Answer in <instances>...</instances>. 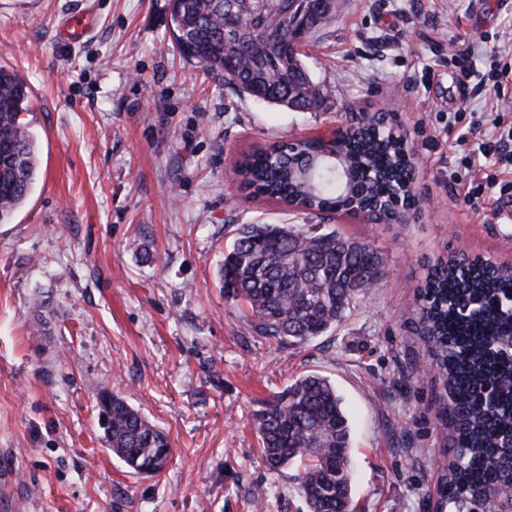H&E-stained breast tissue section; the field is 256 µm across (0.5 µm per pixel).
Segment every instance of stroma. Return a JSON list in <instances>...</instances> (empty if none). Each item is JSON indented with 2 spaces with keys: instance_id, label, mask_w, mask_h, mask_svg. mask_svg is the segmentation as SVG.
I'll list each match as a JSON object with an SVG mask.
<instances>
[{
  "instance_id": "obj_1",
  "label": "stroma",
  "mask_w": 512,
  "mask_h": 512,
  "mask_svg": "<svg viewBox=\"0 0 512 512\" xmlns=\"http://www.w3.org/2000/svg\"><path fill=\"white\" fill-rule=\"evenodd\" d=\"M169 0H0V66L31 88L40 168L0 224V502L10 512H307L300 465L269 468L255 416L293 380L335 384L351 425L356 512H433L448 458L443 391L417 326L426 268L453 251L512 263V203L466 205L481 134L452 55L512 37V0H335L302 48L323 94L297 112L225 88L170 43ZM383 116L412 158L401 224L254 197L243 153ZM241 224L335 228L384 274L335 330L255 337L219 269ZM126 397L170 441L156 476L117 458L97 393Z\"/></svg>"
}]
</instances>
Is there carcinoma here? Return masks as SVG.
<instances>
[{"label": "carcinoma", "mask_w": 512, "mask_h": 512, "mask_svg": "<svg viewBox=\"0 0 512 512\" xmlns=\"http://www.w3.org/2000/svg\"><path fill=\"white\" fill-rule=\"evenodd\" d=\"M172 0L169 30L180 54L225 86L275 104L290 91L321 95L288 44L317 28L324 0L282 12V0ZM30 87L0 67V224L25 203L39 166L28 124ZM346 167L318 168L311 185L295 178L309 141L273 144L243 163L248 188L300 209H367L395 220V207L414 209L413 170L401 136L385 119L359 118L338 145ZM384 259L373 247L333 228L312 234L295 224H242L224 255V295L243 302L257 336L304 344L345 319L357 296L374 287ZM419 334L442 378L450 428L448 473L436 512H512V279L480 257L431 265L418 290ZM99 422L113 452L139 474H158L171 459L165 433L124 397L98 394ZM263 456L272 468L302 465L300 491L308 512H354L350 426L336 386L319 374L294 380L256 415Z\"/></svg>", "instance_id": "obj_1"}]
</instances>
